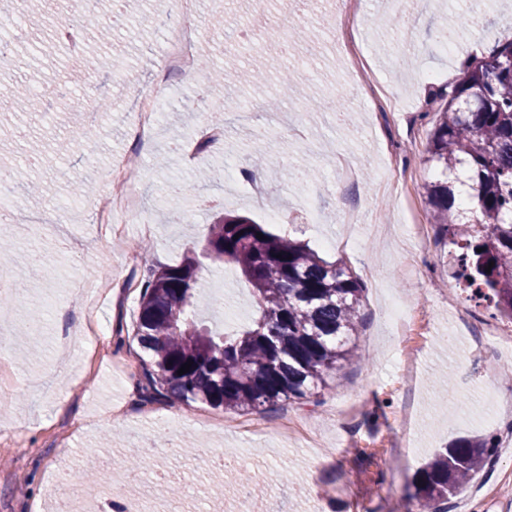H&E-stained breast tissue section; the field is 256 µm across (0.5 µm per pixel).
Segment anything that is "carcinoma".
Wrapping results in <instances>:
<instances>
[{
    "label": "carcinoma",
    "mask_w": 512,
    "mask_h": 512,
    "mask_svg": "<svg viewBox=\"0 0 512 512\" xmlns=\"http://www.w3.org/2000/svg\"><path fill=\"white\" fill-rule=\"evenodd\" d=\"M481 24L450 13L445 42ZM447 97L426 149V162L439 172L425 187L432 224L456 247V275L512 319V41L472 59ZM470 181L477 193L465 198ZM201 256L235 265L251 285L259 312L251 325L227 333L198 324ZM363 292L347 267L307 244L246 217H221L202 255L148 270L134 326L148 356L143 397L248 411L317 396L331 370L358 357ZM189 361V372L178 374ZM495 447L491 439L458 440L441 449L412 479L415 512H444L463 480L493 462Z\"/></svg>",
    "instance_id": "obj_1"
}]
</instances>
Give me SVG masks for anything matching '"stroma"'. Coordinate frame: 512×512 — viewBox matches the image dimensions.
I'll return each instance as SVG.
<instances>
[{
  "label": "stroma",
  "mask_w": 512,
  "mask_h": 512,
  "mask_svg": "<svg viewBox=\"0 0 512 512\" xmlns=\"http://www.w3.org/2000/svg\"><path fill=\"white\" fill-rule=\"evenodd\" d=\"M175 0H144L140 17L127 23L112 0H99V27L112 32L85 71L64 48L44 56L38 34L19 39L12 73L0 74V140L16 188L42 180L46 193L25 201L49 224L67 225L72 241L59 250L53 237L41 246L43 271L23 273L20 293L0 320H37L39 336H18L6 347L0 378V512H47L54 470L78 474L87 449L96 464L124 470L139 449L152 464L140 482L124 483L122 499L145 498L156 512H238V497L214 491L219 475L251 477L260 512H388L406 501L415 471L459 438L498 435L504 423L488 398L512 396V363L480 347L487 305L473 307L468 328L448 343V313L466 301L458 288L447 245L430 227L425 186L434 172L425 163L431 131L443 103L438 94L457 82L468 60L489 56L512 40V0H355L343 12L338 0H199L198 51L213 61L249 69L255 58L278 56V68L257 85L238 88L237 99L255 105L251 118L224 114L220 148L196 160L184 151L207 126L214 98H202L204 72L176 76L164 86L154 78ZM286 17L261 43L245 39L257 7ZM482 16L485 28L465 33L448 52L437 50L438 30L450 12ZM318 29L320 38L281 57L286 28ZM413 66L401 62L404 49ZM306 79L317 101L337 103L354 118L342 126L337 113L302 111L280 100V72ZM27 77V100L14 98L17 77ZM138 89L157 91L168 107L152 143L130 136ZM102 106L87 126L88 104ZM72 139L69 152L53 151ZM307 151L310 178L296 170ZM279 159L277 180L266 181L268 205L292 215L295 228L269 223L249 197L241 171H263L268 155ZM143 175V221L127 227L128 249L111 250L98 237L84 204L71 207V189L108 185L114 159ZM189 185L180 203L166 195L170 183ZM222 214L250 217L276 235L309 242L329 260L341 259L363 281L357 339L360 361L332 370L318 400L228 414L202 404L141 398V349L134 337L141 284L148 269L178 264L202 250L210 224ZM427 225L426 244L409 237L412 222ZM95 279L107 300L98 317L106 328L99 343L71 352L56 345V313L68 324L86 318L83 302L68 296L64 272ZM199 317L213 328L237 330L257 314L248 283L231 264L204 265ZM222 292L223 307L213 304ZM308 428V438L284 436L287 414ZM260 420L257 432L225 425L227 416ZM176 432L162 438L156 423ZM484 491L471 512H512V470L504 454L478 475Z\"/></svg>",
  "instance_id": "35a3bbf8"
}]
</instances>
